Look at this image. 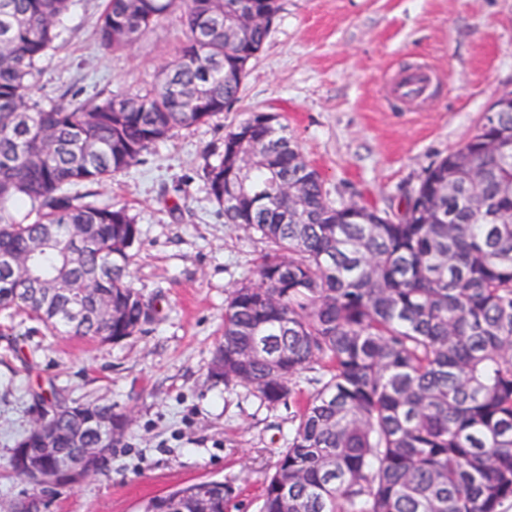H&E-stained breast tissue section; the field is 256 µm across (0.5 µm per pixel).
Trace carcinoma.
Returning <instances> with one entry per match:
<instances>
[{
    "instance_id": "1",
    "label": "carcinoma",
    "mask_w": 512,
    "mask_h": 512,
    "mask_svg": "<svg viewBox=\"0 0 512 512\" xmlns=\"http://www.w3.org/2000/svg\"><path fill=\"white\" fill-rule=\"evenodd\" d=\"M69 7L0 0V258L17 266L0 271V312L118 344L157 310L130 280L139 225L87 186L232 107L279 4L104 0L101 51L125 50L178 10L179 58L145 92L42 103L32 89ZM273 120L251 113L204 171L224 223L269 247L256 277L229 292L208 367L215 382L291 410L260 512H503L512 504V112L484 114L395 216L335 204ZM230 186L238 196L226 206ZM84 234L90 244L74 248ZM76 404L95 429L73 441ZM44 407L55 410L57 448L36 452L32 426L13 455L50 474L58 458L110 452L99 432L128 424L112 405L60 389L33 396L32 412ZM232 492L199 481L144 512H227Z\"/></svg>"
}]
</instances>
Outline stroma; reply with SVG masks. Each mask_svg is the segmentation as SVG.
Returning <instances> with one entry per match:
<instances>
[{
  "label": "stroma",
  "instance_id": "35a3bbf8",
  "mask_svg": "<svg viewBox=\"0 0 512 512\" xmlns=\"http://www.w3.org/2000/svg\"><path fill=\"white\" fill-rule=\"evenodd\" d=\"M240 102L179 130L143 162L97 185L125 205L141 235L131 280L154 297L157 322L118 344L51 334L25 314L0 313V512H142L175 485L230 482L228 512H259L272 449L288 436L287 405L270 409L239 387L213 384L208 364L224 300L255 275L267 247L225 223L203 179L224 138L252 112L277 114L332 200L404 208L426 170L476 132L490 103L512 92V0H279ZM103 0H73L34 95L80 103L156 85L183 45L178 15L123 52L98 50ZM421 65L440 78L429 108L386 103L393 74ZM111 403L132 424L105 472L33 489L12 471L15 437L32 423L34 391Z\"/></svg>",
  "mask_w": 512,
  "mask_h": 512
}]
</instances>
